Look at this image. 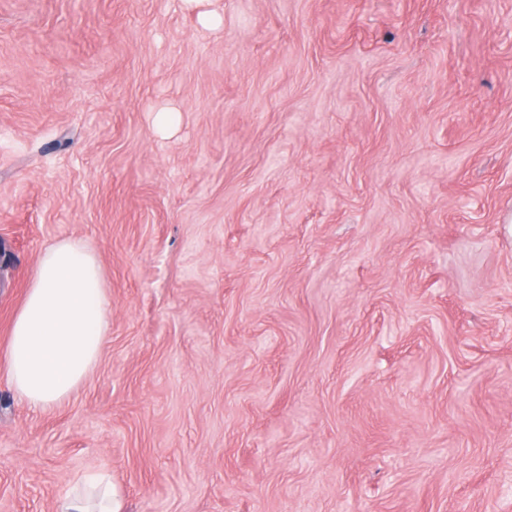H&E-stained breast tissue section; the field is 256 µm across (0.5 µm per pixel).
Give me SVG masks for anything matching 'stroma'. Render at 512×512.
Segmentation results:
<instances>
[{
    "mask_svg": "<svg viewBox=\"0 0 512 512\" xmlns=\"http://www.w3.org/2000/svg\"><path fill=\"white\" fill-rule=\"evenodd\" d=\"M66 238L109 336L0 359V512H512V0H0V352ZM109 297L95 248L62 239L41 253L14 316L9 383L30 409L68 401L95 369L109 324ZM120 509L112 475L104 470L84 472L55 505V512H121Z\"/></svg>",
    "mask_w": 512,
    "mask_h": 512,
    "instance_id": "35a3bbf8",
    "label": "stroma"
}]
</instances>
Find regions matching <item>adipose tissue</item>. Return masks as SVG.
<instances>
[{
  "label": "adipose tissue",
  "mask_w": 512,
  "mask_h": 512,
  "mask_svg": "<svg viewBox=\"0 0 512 512\" xmlns=\"http://www.w3.org/2000/svg\"><path fill=\"white\" fill-rule=\"evenodd\" d=\"M109 324V297L94 247L70 238L41 253L14 316L9 383L30 409L68 401L95 369ZM112 476L89 470L61 495L55 512H120Z\"/></svg>",
  "instance_id": "1"
}]
</instances>
